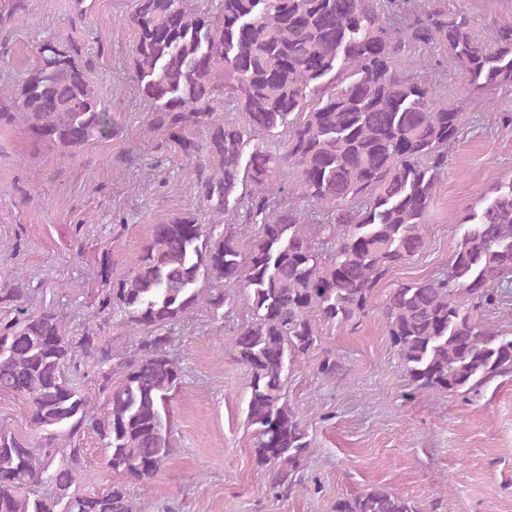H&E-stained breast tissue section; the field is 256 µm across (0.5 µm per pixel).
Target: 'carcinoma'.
Wrapping results in <instances>:
<instances>
[{
	"label": "carcinoma",
	"instance_id": "carcinoma-1",
	"mask_svg": "<svg viewBox=\"0 0 512 512\" xmlns=\"http://www.w3.org/2000/svg\"><path fill=\"white\" fill-rule=\"evenodd\" d=\"M33 0L0 7V35ZM132 80L160 133L189 165L199 209L160 219L134 267L99 256V323L66 330L54 308L32 310L30 280L0 277V397L28 404L43 440L0 428V512H137L130 485L156 478L175 449L170 392L183 378L172 327L205 308L224 313L240 288L251 320L229 339L248 374L246 420L269 493L304 487L311 440L286 395L291 359L320 349V322L355 327L374 289L426 247L424 221L448 177L468 105L512 89V21L484 37L448 0H136ZM445 58L466 80L462 103L413 73ZM81 48L54 37L15 83L0 87V126H20L74 155L107 135L110 112ZM237 116L232 117L230 113ZM295 183L299 201L288 198ZM446 271L402 283L382 302L391 346L421 392L474 394L512 375V334L483 312L512 286V181L491 184ZM321 216L326 253L308 231ZM137 338L126 351L107 337ZM95 377L93 391L75 380ZM340 375L328 350L316 367ZM90 431L121 481L83 492L90 460L60 434ZM335 512H418L379 490L340 498Z\"/></svg>",
	"mask_w": 512,
	"mask_h": 512
}]
</instances>
